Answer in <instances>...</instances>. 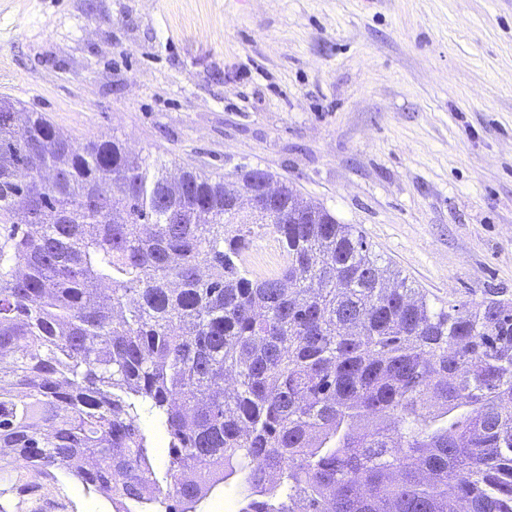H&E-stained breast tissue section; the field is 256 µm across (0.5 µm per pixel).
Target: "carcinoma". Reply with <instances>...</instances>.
I'll list each match as a JSON object with an SVG mask.
<instances>
[{
	"label": "carcinoma",
	"mask_w": 512,
	"mask_h": 512,
	"mask_svg": "<svg viewBox=\"0 0 512 512\" xmlns=\"http://www.w3.org/2000/svg\"><path fill=\"white\" fill-rule=\"evenodd\" d=\"M246 189L0 98V448L115 512H200L237 477L239 512H512V306L435 309L286 183L273 215L226 210ZM252 227L253 234V244L249 252H253L255 254H262V256L270 257L273 260H276L279 255L281 258V251L276 241L275 235L271 232L270 229L264 227H259L257 225H250Z\"/></svg>",
	"instance_id": "1"
}]
</instances>
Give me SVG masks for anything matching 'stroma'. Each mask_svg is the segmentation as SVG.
<instances>
[{"label":"stroma","instance_id":"35a3bbf8","mask_svg":"<svg viewBox=\"0 0 512 512\" xmlns=\"http://www.w3.org/2000/svg\"><path fill=\"white\" fill-rule=\"evenodd\" d=\"M0 97L77 142L268 171L433 306L512 303V0H0ZM35 512H113L64 474Z\"/></svg>","mask_w":512,"mask_h":512}]
</instances>
